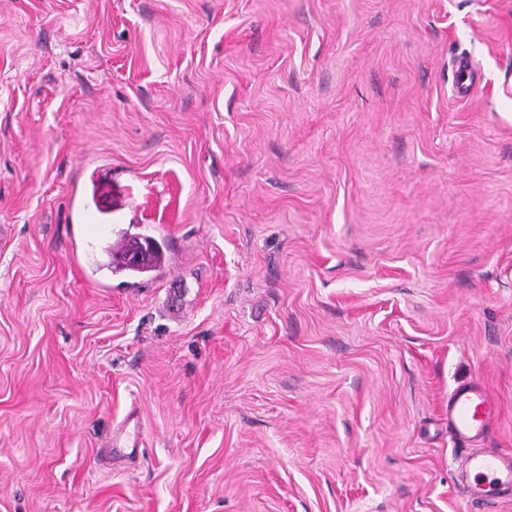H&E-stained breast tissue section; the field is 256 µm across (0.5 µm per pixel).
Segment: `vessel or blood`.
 I'll list each match as a JSON object with an SVG mask.
<instances>
[{"label":"vessel or blood","mask_w":512,"mask_h":512,"mask_svg":"<svg viewBox=\"0 0 512 512\" xmlns=\"http://www.w3.org/2000/svg\"><path fill=\"white\" fill-rule=\"evenodd\" d=\"M498 418L496 401L478 384L457 386L448 396V431L457 440L473 443L459 482L475 503L512 501V453L477 447Z\"/></svg>","instance_id":"b4317fda"}]
</instances>
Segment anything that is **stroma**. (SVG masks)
Masks as SVG:
<instances>
[{
	"mask_svg": "<svg viewBox=\"0 0 512 512\" xmlns=\"http://www.w3.org/2000/svg\"><path fill=\"white\" fill-rule=\"evenodd\" d=\"M470 382L512 452V0H0V512H512ZM150 240L156 243V248L152 250L150 254L151 256L146 263L138 264L132 262V259H128L130 253L137 251L139 248L141 249L142 244H147ZM108 256L110 258L108 266L112 265L115 272L125 271L132 276H142L146 273H149L153 270V268L157 266L158 263H161L162 261L160 246L153 237L148 235L135 236L123 251L118 254H112V252H108ZM497 418L496 401L479 384H461L448 396V432L459 441L483 438ZM458 481L472 502H511L512 453L473 449L465 458Z\"/></svg>",
	"mask_w": 512,
	"mask_h": 512,
	"instance_id": "stroma-1",
	"label": "stroma"
}]
</instances>
